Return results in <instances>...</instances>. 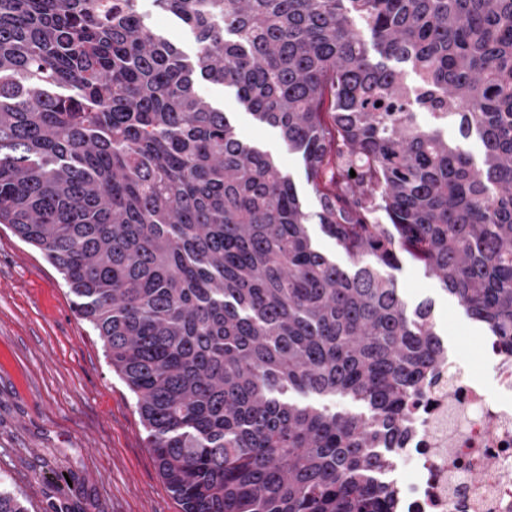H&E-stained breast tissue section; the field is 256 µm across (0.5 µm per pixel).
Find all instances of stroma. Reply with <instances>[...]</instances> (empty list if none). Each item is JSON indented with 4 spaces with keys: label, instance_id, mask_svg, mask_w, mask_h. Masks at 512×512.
Returning a JSON list of instances; mask_svg holds the SVG:
<instances>
[{
    "label": "stroma",
    "instance_id": "1",
    "mask_svg": "<svg viewBox=\"0 0 512 512\" xmlns=\"http://www.w3.org/2000/svg\"><path fill=\"white\" fill-rule=\"evenodd\" d=\"M154 29L187 54L192 32L153 0H139ZM248 144L270 154L294 183L307 214L319 202L301 157L262 124L234 90L200 82ZM408 304L433 305L448 358L488 376L473 342L484 328L468 317L422 265L402 259L394 273ZM0 490L30 512L65 503L70 512H181L161 479L134 398L113 372L102 343L81 320L61 274L35 247L0 225Z\"/></svg>",
    "mask_w": 512,
    "mask_h": 512
}]
</instances>
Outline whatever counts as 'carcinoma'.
<instances>
[{
    "label": "carcinoma",
    "instance_id": "carcinoma-1",
    "mask_svg": "<svg viewBox=\"0 0 512 512\" xmlns=\"http://www.w3.org/2000/svg\"><path fill=\"white\" fill-rule=\"evenodd\" d=\"M154 3L194 57L139 0H0V224L63 276L181 512H395L376 476L448 361L401 258L512 350V0ZM200 80L301 155L351 266ZM140 9L145 13L154 29L181 47L189 55H194L197 44L192 32L169 13L155 9L153 0H139ZM290 398L299 404L325 405L332 409L336 407V411L350 412L353 414L365 415L367 413L366 409L361 404L348 398H336V400H332L295 392L290 393Z\"/></svg>",
    "mask_w": 512,
    "mask_h": 512
}]
</instances>
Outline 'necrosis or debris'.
Segmentation results:
<instances>
[{
    "label": "necrosis or debris",
    "instance_id": "4bbe7bcc",
    "mask_svg": "<svg viewBox=\"0 0 512 512\" xmlns=\"http://www.w3.org/2000/svg\"><path fill=\"white\" fill-rule=\"evenodd\" d=\"M492 383L448 362L412 400L408 433L381 470L399 512H512V355L481 343Z\"/></svg>",
    "mask_w": 512,
    "mask_h": 512
}]
</instances>
